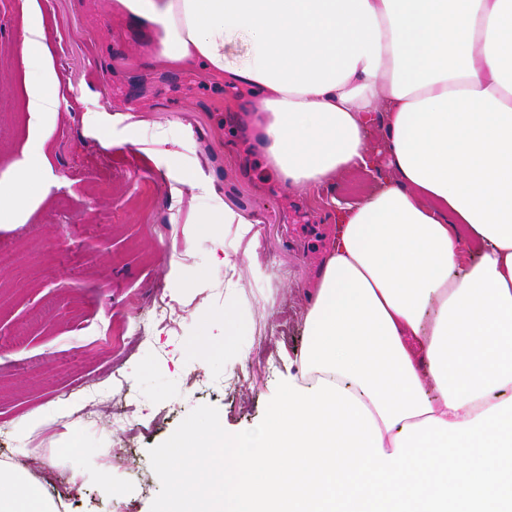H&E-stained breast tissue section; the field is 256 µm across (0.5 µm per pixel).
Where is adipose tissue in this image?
Here are the masks:
<instances>
[{
  "label": "adipose tissue",
  "mask_w": 512,
  "mask_h": 512,
  "mask_svg": "<svg viewBox=\"0 0 512 512\" xmlns=\"http://www.w3.org/2000/svg\"><path fill=\"white\" fill-rule=\"evenodd\" d=\"M153 28L154 68H196L257 99L252 138L288 190L366 164L337 203L304 313V353L231 470L191 496L198 425L157 454L159 512H512V0H113ZM20 49L32 141L0 188L19 223L51 170L56 71L38 4ZM0 512H54L24 466Z\"/></svg>",
  "instance_id": "adipose-tissue-1"
}]
</instances>
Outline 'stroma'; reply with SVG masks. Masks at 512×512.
Returning a JSON list of instances; mask_svg holds the SVG:
<instances>
[{
    "label": "stroma",
    "instance_id": "obj_1",
    "mask_svg": "<svg viewBox=\"0 0 512 512\" xmlns=\"http://www.w3.org/2000/svg\"><path fill=\"white\" fill-rule=\"evenodd\" d=\"M38 4L59 110L43 199L23 223L0 224V466L22 464L56 512H157L166 441L196 420L209 444L265 420L307 342L301 313L336 222L332 200L363 196L378 173L283 190L247 130L249 91L153 69L154 31L114 14L112 0ZM28 9L0 0V178L29 146ZM90 113L111 148L86 126ZM224 204L249 229L207 223ZM160 289L181 307L168 325L150 320ZM228 305L242 352L219 361L209 350L224 344ZM61 396L77 413H51Z\"/></svg>",
    "mask_w": 512,
    "mask_h": 512
}]
</instances>
